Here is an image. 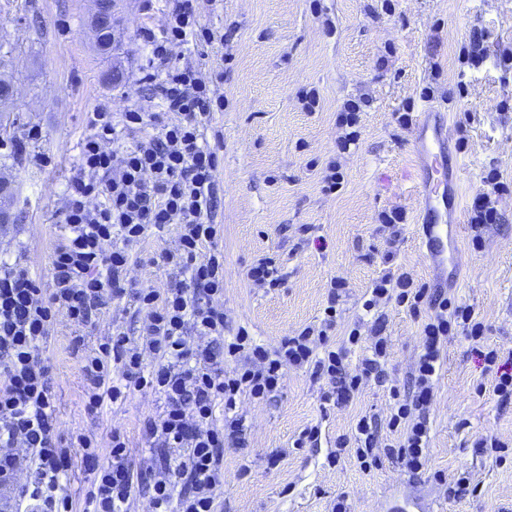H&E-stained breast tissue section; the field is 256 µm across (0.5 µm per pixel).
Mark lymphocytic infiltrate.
Returning a JSON list of instances; mask_svg holds the SVG:
<instances>
[{
  "instance_id": "1",
  "label": "lymphocytic infiltrate",
  "mask_w": 512,
  "mask_h": 512,
  "mask_svg": "<svg viewBox=\"0 0 512 512\" xmlns=\"http://www.w3.org/2000/svg\"><path fill=\"white\" fill-rule=\"evenodd\" d=\"M197 0H176L161 33L146 30L148 72L156 109L115 114L90 113L80 163L69 179L59 213L65 233L51 257L48 287H40L18 263L0 264V486L19 485L20 499L36 512H127L140 484H148L151 512H217L215 490L224 483V445L246 447L249 426L237 410L241 397L273 398L288 367L326 379L324 404L347 401L361 385L385 386L393 400L389 425L400 434L386 445L388 459L420 473L429 448V415L442 368L443 344L464 334L481 340L486 327L472 309L456 304L442 289L417 285L406 273L377 278L363 307L374 313L370 344L356 370L346 353L329 345L336 329L343 279L335 278L319 324L284 337L273 349L256 343L246 330L224 334L223 225L214 223L218 156L205 137L215 112L224 108L217 94L189 67L171 65L173 47L197 35ZM164 69L155 82V69ZM132 145H125L126 136ZM490 190L471 207V242L481 248L484 225L499 221L494 199L512 193L497 170L484 178ZM176 229L174 247L153 257L170 271L166 292L132 289L134 250L147 237ZM132 296L140 315L137 337L116 331L80 365L86 407L126 401L131 392L149 391L164 401L146 418L142 437L158 449L159 463L132 469L120 431L110 440L111 460L100 464L91 438H62L51 402L49 368L39 351L56 314L79 325L91 324L110 302ZM394 302L424 315L422 348L407 392L389 385V340L381 305ZM225 418H217V409ZM92 474L82 510L60 483L74 458ZM25 483H18L19 472Z\"/></svg>"
}]
</instances>
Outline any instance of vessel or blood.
Returning a JSON list of instances; mask_svg holds the SVG:
<instances>
[{
    "mask_svg": "<svg viewBox=\"0 0 512 512\" xmlns=\"http://www.w3.org/2000/svg\"><path fill=\"white\" fill-rule=\"evenodd\" d=\"M410 131L415 167L422 179L416 221L423 227V244L431 263L454 278L462 269L454 256L461 212L460 162L451 150L453 138L445 107L428 104Z\"/></svg>",
    "mask_w": 512,
    "mask_h": 512,
    "instance_id": "1",
    "label": "vessel or blood"
}]
</instances>
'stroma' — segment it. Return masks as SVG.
Instances as JSON below:
<instances>
[{
    "mask_svg": "<svg viewBox=\"0 0 512 512\" xmlns=\"http://www.w3.org/2000/svg\"><path fill=\"white\" fill-rule=\"evenodd\" d=\"M174 0H117L114 43L102 52L93 38L90 0H0V45L8 55L0 74L15 81L18 96L0 110L11 119L0 138L21 144V155L0 148V179L9 183L12 219L0 223V259L22 260L40 286L50 279L53 250L63 234L58 213L69 178L80 162L87 119L98 110L154 111L142 83L146 50L142 30L161 31ZM199 25L226 33L224 43L193 40L174 47L172 61L192 66L224 96L212 125L218 148L219 207L224 227L226 335L246 329L270 347L322 316L332 278L347 284L332 346L339 347L363 314L373 282L387 271L405 272L415 284L435 286L437 272L415 225L418 173L408 128L397 116L426 102L449 113L460 151L463 199L457 257L463 265L449 298L470 307L487 327L481 341L452 337L443 353L430 412V447L424 470L411 475L387 457L360 467L353 448L336 440L352 435L357 420L375 416L381 439L393 401L386 388L362 385L345 404L322 407L327 384L308 370L288 369L271 400L242 398L250 426L248 446L224 449L222 512H384L393 493L409 495L424 512H512V402L494 392L477 349L512 357V194L499 197L500 221L487 225L473 248L471 204L497 169L512 183V68L499 52L512 47V0H218L201 6ZM481 34L487 58L473 69L461 51ZM318 103L306 109L305 96ZM359 107L358 138L345 151L336 116ZM336 165L343 180L328 189ZM400 211L398 241L378 221ZM175 232L150 237L136 249L134 287L165 291L172 277L152 265L174 246ZM393 262H386V254ZM281 264L282 283L254 287L247 276L258 258ZM390 341L391 384L406 385L421 347L422 320L397 304L384 310ZM130 300L108 305L99 322L76 326L57 314L40 355L50 367L53 401L64 436L83 434L100 462L109 459L112 431H121L134 471L156 464L141 426L162 399L134 392L120 405L85 408L80 361L113 330L135 333ZM318 426L316 442L296 447L300 432ZM495 438L500 452L478 449ZM466 475L468 492L448 499L444 480Z\"/></svg>",
    "mask_w": 512,
    "mask_h": 512,
    "instance_id": "1",
    "label": "stroma"
}]
</instances>
